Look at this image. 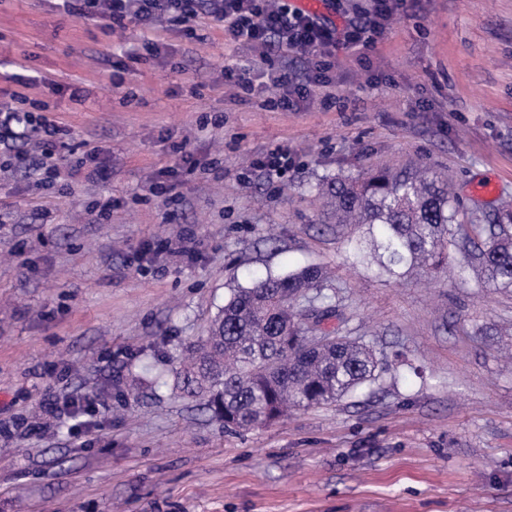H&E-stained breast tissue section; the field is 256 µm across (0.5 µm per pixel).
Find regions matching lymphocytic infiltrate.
<instances>
[{"instance_id":"f902f5d3","label":"lymphocytic infiltrate","mask_w":512,"mask_h":512,"mask_svg":"<svg viewBox=\"0 0 512 512\" xmlns=\"http://www.w3.org/2000/svg\"><path fill=\"white\" fill-rule=\"evenodd\" d=\"M66 11L86 22L108 29L140 26L144 36H158L162 25L187 22L202 16L213 19L225 40L258 51L261 61L270 56L297 53L311 63L307 80L325 87L327 71L337 48H367L399 7L402 0H374L371 17L337 28L327 18L296 7L292 0H63ZM38 153L11 155L9 162L28 166L54 179L71 131L49 118H41Z\"/></svg>"}]
</instances>
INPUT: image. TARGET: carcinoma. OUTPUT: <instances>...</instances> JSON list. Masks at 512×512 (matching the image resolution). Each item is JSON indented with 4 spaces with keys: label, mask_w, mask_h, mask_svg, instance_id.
Masks as SVG:
<instances>
[{
    "label": "carcinoma",
    "mask_w": 512,
    "mask_h": 512,
    "mask_svg": "<svg viewBox=\"0 0 512 512\" xmlns=\"http://www.w3.org/2000/svg\"><path fill=\"white\" fill-rule=\"evenodd\" d=\"M338 224L357 226L346 252L354 264L378 254L381 270L405 280L448 266L449 247L469 245L467 267L494 290L512 291V210L495 230L463 227L448 183L426 167L378 170L362 180L334 178L322 189ZM328 273L307 264L285 275L258 276L236 290L187 348L175 387L199 397L226 429L275 422L292 410L331 405L372 383L382 362L367 344L334 336L307 345L309 313L320 323L336 316L324 290Z\"/></svg>",
    "instance_id": "obj_1"
}]
</instances>
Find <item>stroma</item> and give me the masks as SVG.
I'll list each match as a JSON object with an SVG mask.
<instances>
[{
  "instance_id": "35a3bbf8",
  "label": "stroma",
  "mask_w": 512,
  "mask_h": 512,
  "mask_svg": "<svg viewBox=\"0 0 512 512\" xmlns=\"http://www.w3.org/2000/svg\"><path fill=\"white\" fill-rule=\"evenodd\" d=\"M160 36L156 53L62 0H0V103L21 93L100 170L7 167L30 146L16 123L0 148V512H512V292L353 264L316 196L417 163L462 223H494L512 204V0H403L293 111L225 91V61L258 84L266 66L220 29ZM182 141L210 169L179 173L171 206L149 186ZM280 146L288 170L267 179L254 162ZM308 263L332 272V326L386 368L334 405L225 429L174 390L175 359L253 271Z\"/></svg>"
}]
</instances>
